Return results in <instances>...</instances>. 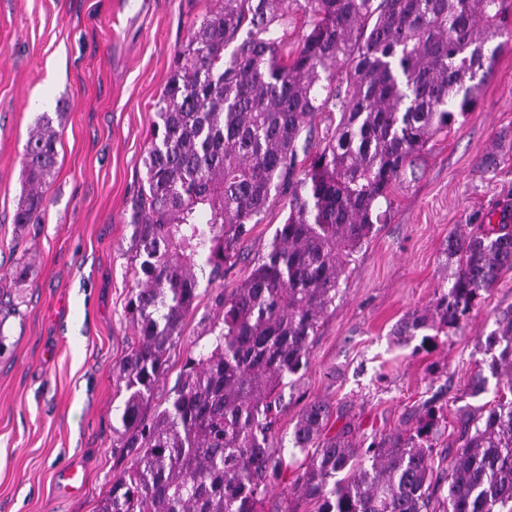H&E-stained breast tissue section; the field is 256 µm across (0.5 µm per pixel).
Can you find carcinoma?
<instances>
[{
  "label": "carcinoma",
  "instance_id": "cac0c4a2",
  "mask_svg": "<svg viewBox=\"0 0 512 512\" xmlns=\"http://www.w3.org/2000/svg\"><path fill=\"white\" fill-rule=\"evenodd\" d=\"M308 31L288 50L286 0H224L176 53L155 103L146 184L130 202L137 288L134 329L119 367L127 398L113 428L123 465L98 512H259L292 464L276 512H512V307L482 337L503 393L456 416L448 471L432 461L443 409L355 448L330 434L331 404L308 402L292 451L269 447L282 389L303 377L310 346L336 301L351 256L385 221L393 182L432 136L475 111L512 0H304ZM330 137L302 138L321 112ZM44 116L30 133L33 184L56 164ZM305 164H300L299 154ZM287 200L269 251L229 294L215 297L207 341L186 352L161 410L152 408L171 351L199 299L240 260V245L272 196ZM43 194L15 223L37 224ZM452 285L393 336L421 343L462 329L482 293L512 270V204L448 233Z\"/></svg>",
  "mask_w": 512,
  "mask_h": 512
}]
</instances>
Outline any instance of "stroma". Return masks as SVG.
<instances>
[{
    "mask_svg": "<svg viewBox=\"0 0 512 512\" xmlns=\"http://www.w3.org/2000/svg\"><path fill=\"white\" fill-rule=\"evenodd\" d=\"M223 0H0V291L19 306L0 325V512H97L120 467L112 428L126 399L118 368L133 329L137 283L130 200L145 181L154 104L175 54ZM57 132L46 211L14 215L29 184L25 149L41 116ZM512 200V41L500 48L475 112L436 134L391 192L384 224L354 254L310 350L306 374L285 388L272 447L292 446L303 405L334 407V430L354 442L413 424L439 398L444 441L471 377L487 359L478 339L512 306V271L482 295L465 327L429 347L392 329L452 283L443 251L472 214ZM288 210L272 197L244 241V259L202 293L171 353L173 387L188 345L203 336L219 291L247 276ZM24 280L9 272L18 259ZM84 470L72 490L64 475Z\"/></svg>",
    "mask_w": 512,
    "mask_h": 512,
    "instance_id": "stroma-1",
    "label": "stroma"
}]
</instances>
